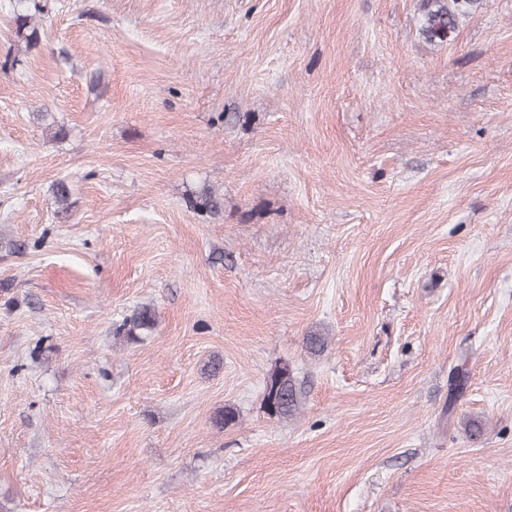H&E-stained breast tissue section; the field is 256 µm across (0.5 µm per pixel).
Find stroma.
<instances>
[{
    "label": "stroma",
    "instance_id": "obj_1",
    "mask_svg": "<svg viewBox=\"0 0 512 512\" xmlns=\"http://www.w3.org/2000/svg\"><path fill=\"white\" fill-rule=\"evenodd\" d=\"M29 2L0 512H512V0L440 44L421 0ZM154 326V314L150 308L146 307L140 311L135 312L129 318H126L117 328V333L120 334L122 332L124 336H127L129 339L137 340L139 339V334L137 331L151 329ZM274 392L278 403L276 409L270 414L280 417L293 415L299 407L300 396L288 368L277 369L267 379L264 398L266 404L268 398L273 396Z\"/></svg>",
    "mask_w": 512,
    "mask_h": 512
}]
</instances>
